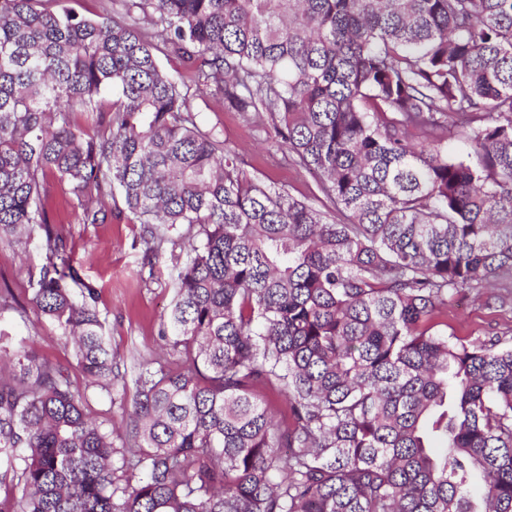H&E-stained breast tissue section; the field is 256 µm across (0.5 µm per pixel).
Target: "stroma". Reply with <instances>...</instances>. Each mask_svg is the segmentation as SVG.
Masks as SVG:
<instances>
[{"label": "stroma", "mask_w": 512, "mask_h": 512, "mask_svg": "<svg viewBox=\"0 0 512 512\" xmlns=\"http://www.w3.org/2000/svg\"><path fill=\"white\" fill-rule=\"evenodd\" d=\"M193 107L199 123L215 129L237 152L247 175L331 210L317 179L266 136L261 119L225 111L221 102L208 95L196 97ZM102 203L112 210V218L104 224H82L63 186L51 183L47 200L79 285L96 291L97 305L106 318L105 334L119 372L130 385L140 365L175 361L161 331L188 259L191 234L187 225L176 226L169 242L157 251H147L140 224L118 213L111 196H103ZM44 263L40 235H0V292L6 296L0 302V344L17 349L35 343L39 355L66 369L75 389L85 393L89 417L109 413L114 429L125 432L127 419L121 409L111 407L107 394L89 387L67 336L32 302ZM446 322L448 332L463 340L495 334L512 344V288L494 289L489 298L473 291L455 296L448 305Z\"/></svg>", "instance_id": "1"}]
</instances>
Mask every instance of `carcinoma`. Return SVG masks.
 I'll return each mask as SVG.
<instances>
[{
	"label": "carcinoma",
	"mask_w": 512,
	"mask_h": 512,
	"mask_svg": "<svg viewBox=\"0 0 512 512\" xmlns=\"http://www.w3.org/2000/svg\"><path fill=\"white\" fill-rule=\"evenodd\" d=\"M113 3L0 0V233H40L33 302L110 395L48 178L83 224L118 193L151 250L196 228L162 330L180 368L140 373L117 444L64 370L0 346V512H512V346L438 329L512 280V0ZM195 91L265 118L334 209L247 176ZM61 6L84 17H93L103 11L112 13L111 0H62Z\"/></svg>",
	"instance_id": "1"
}]
</instances>
